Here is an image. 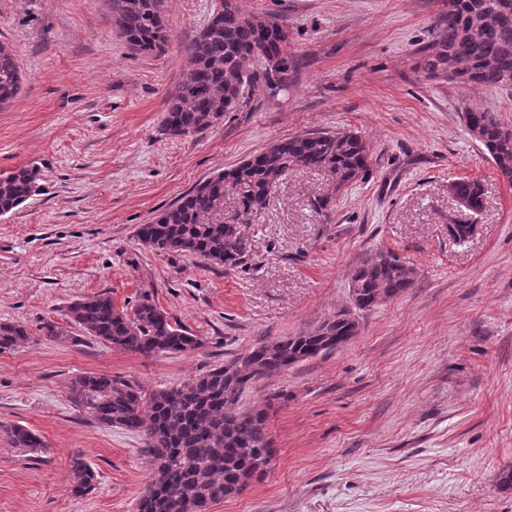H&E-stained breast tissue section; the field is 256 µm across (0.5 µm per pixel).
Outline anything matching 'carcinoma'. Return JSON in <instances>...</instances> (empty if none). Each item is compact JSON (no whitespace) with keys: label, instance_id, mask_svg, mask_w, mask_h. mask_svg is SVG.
Returning <instances> with one entry per match:
<instances>
[{"label":"carcinoma","instance_id":"1","mask_svg":"<svg viewBox=\"0 0 512 512\" xmlns=\"http://www.w3.org/2000/svg\"><path fill=\"white\" fill-rule=\"evenodd\" d=\"M159 0H106L120 36L140 53L161 52L169 28ZM499 0H456V10L438 22L427 46L426 68L454 69L461 82L487 88H512V17L502 16ZM223 11L202 28L182 51L190 59L175 94L168 101L164 127L172 136H188L211 127L226 112L252 107L253 94L275 95L287 89V36L279 23L245 14L239 0H222ZM21 77L10 50L0 45V106L12 102ZM465 126L482 134L480 143L512 181V131L494 113L470 110ZM318 168L336 186H348L369 170V150L351 130L315 132L272 143L232 169L198 183L177 203L137 231L141 244L169 255L190 253L226 269L244 265L250 256L249 221L269 205V192L286 171ZM458 195L480 201L479 182H454ZM37 171L21 168L0 177V215H6L37 192ZM231 193L237 209L224 215ZM414 269L389 251L366 255L353 269L354 307L369 310L411 287ZM69 322L116 350L146 357L189 352L197 336L158 307L147 293L128 312L112 297L93 294L66 306ZM358 333L351 313L342 311L311 331L273 339L199 374L178 386L146 391L121 378L86 373L73 382L81 405L98 424L138 434L150 478L137 501V512H209L225 499L243 494L250 484L241 475H264L273 456L268 409L288 399L282 391L266 396L264 407L244 408L241 399L260 378L271 377L298 362L329 354ZM20 323L0 322V353L30 342ZM13 445L38 448L40 437L23 425L10 426ZM71 492L84 497L95 490L97 474L81 456L70 460Z\"/></svg>","mask_w":512,"mask_h":512}]
</instances>
